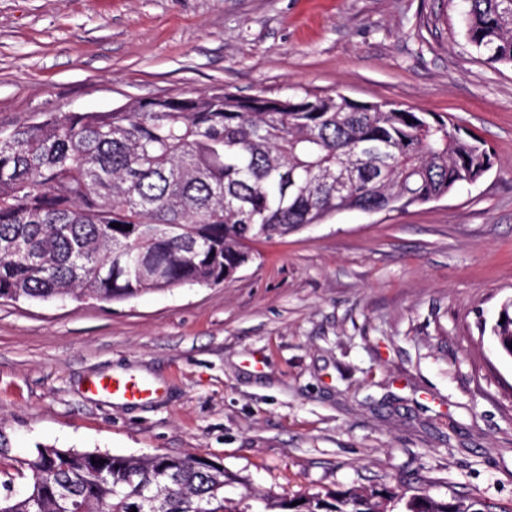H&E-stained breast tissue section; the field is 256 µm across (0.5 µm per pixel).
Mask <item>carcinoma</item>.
Returning <instances> with one entry per match:
<instances>
[{
  "instance_id": "1",
  "label": "carcinoma",
  "mask_w": 512,
  "mask_h": 512,
  "mask_svg": "<svg viewBox=\"0 0 512 512\" xmlns=\"http://www.w3.org/2000/svg\"><path fill=\"white\" fill-rule=\"evenodd\" d=\"M465 36L512 67V0H464ZM495 156L452 118L391 102L230 92L65 112L0 136V298L124 300L221 284L253 244L347 210L381 212L475 183ZM121 227L114 228L112 224ZM491 327L512 357V302ZM0 512H244L224 468L195 456H103L39 446L8 455ZM105 463L100 464L98 460ZM248 496L258 512H481L476 497L381 491Z\"/></svg>"
}]
</instances>
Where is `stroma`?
I'll use <instances>...</instances> for the list:
<instances>
[{"mask_svg":"<svg viewBox=\"0 0 512 512\" xmlns=\"http://www.w3.org/2000/svg\"><path fill=\"white\" fill-rule=\"evenodd\" d=\"M462 0H0V130L53 112L232 92L343 94L452 117L493 168L402 210L345 211L219 285L112 302L0 300V434L194 455L225 493L402 485L512 512V68L466 44ZM112 374L156 398L87 391ZM503 307L501 315L499 314L498 319L491 327V334L500 351L512 357V348H510V344H512V302H507ZM502 317H505V322L500 324Z\"/></svg>","mask_w":512,"mask_h":512,"instance_id":"35a3bbf8","label":"stroma"}]
</instances>
